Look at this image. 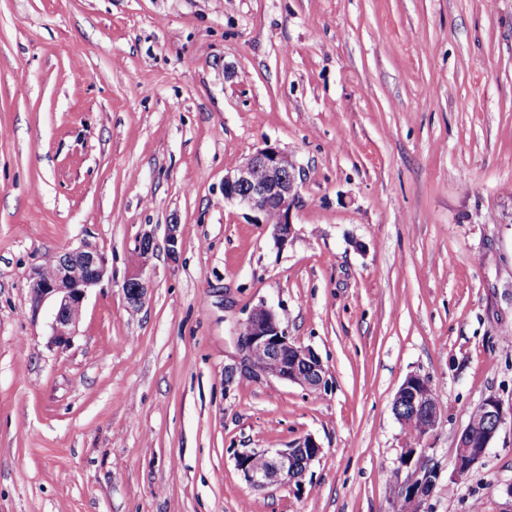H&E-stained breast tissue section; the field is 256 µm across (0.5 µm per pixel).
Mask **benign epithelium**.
<instances>
[{"instance_id":"7a95c632","label":"benign epithelium","mask_w":512,"mask_h":512,"mask_svg":"<svg viewBox=\"0 0 512 512\" xmlns=\"http://www.w3.org/2000/svg\"><path fill=\"white\" fill-rule=\"evenodd\" d=\"M296 165L284 152L266 147L259 150L224 175V200L236 202L250 211L259 212L274 226L280 243L288 240L292 228V213L298 199ZM155 249L154 237L144 233L138 242L140 264L126 280L123 291L130 305H142L148 294V282L143 271ZM107 273L106 259L97 246L84 243L57 257L54 271L46 275L43 266L34 268L30 295L35 306L46 301L54 303L56 313L52 323L53 341L65 344L73 335L82 315L84 299L89 290L99 285ZM238 342L243 355L244 371L253 379L274 378L295 383L305 389H320L326 385V370L321 359L310 348L296 344L288 336L278 312L261 303L247 313L241 322ZM306 369L298 373L297 367ZM429 380L417 374L406 377L394 397V414L400 424L410 420L402 416V402L413 408L412 417L427 421L424 431L435 425L438 409L431 398ZM503 403L496 397L484 399L470 414L456 442L453 468L449 479H457L461 466L473 468L487 453L505 420ZM401 466L418 474L435 475L431 467H416L413 459L425 454L420 442L402 443ZM323 448L312 435L296 439L289 447L274 452L254 450L242 454L237 466L247 483L263 489L271 484H292L291 474L299 464L312 463ZM432 485L413 491L403 485L401 497L410 508L405 512H421L420 507Z\"/></svg>"}]
</instances>
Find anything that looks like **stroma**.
<instances>
[{"label": "stroma", "instance_id": "1", "mask_svg": "<svg viewBox=\"0 0 512 512\" xmlns=\"http://www.w3.org/2000/svg\"><path fill=\"white\" fill-rule=\"evenodd\" d=\"M267 146L283 244L224 200ZM84 242L108 273L58 346L30 276ZM262 302L326 387L242 372ZM411 374L442 399L423 512H500L512 420L448 475L471 411L512 406V0H0V512H396ZM305 435L302 487L244 480ZM298 194L295 163L273 147L259 150L224 175V200L263 214L280 243L290 235ZM155 249L154 237L151 233H144L138 242V255L140 264L126 280L123 291L131 306H142L148 294V282L143 276V271L148 264L150 256Z\"/></svg>", "mask_w": 512, "mask_h": 512}]
</instances>
